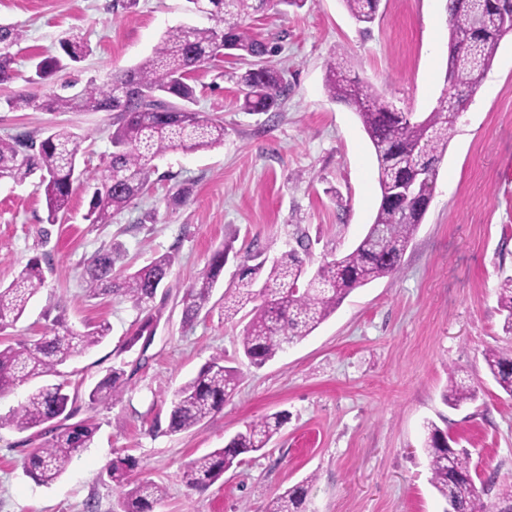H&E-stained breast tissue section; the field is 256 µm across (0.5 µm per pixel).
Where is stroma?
<instances>
[{
  "mask_svg": "<svg viewBox=\"0 0 512 512\" xmlns=\"http://www.w3.org/2000/svg\"><path fill=\"white\" fill-rule=\"evenodd\" d=\"M186 6L139 0L126 12L112 0H0V24L24 32L15 64L21 77L0 86V137L39 139L59 126L80 139L79 177L60 223H46L33 182L0 180V284L34 257L46 276L23 317L0 329V342L38 339L58 317L80 330L111 326L101 344L61 368L77 395L74 421L98 426L93 444L56 482L40 485L22 467L36 446L32 431L0 428V512H121L120 490L107 474L119 457L137 461L132 480L165 488L154 512H264L272 497L307 478L308 512H442L421 449L427 420L469 450L475 482L492 477L497 488L511 487L512 396L489 375L483 352L512 347L498 302L500 282L512 275V33L457 123L400 271L355 289L310 336L254 368L240 355L242 323L225 320L223 311L241 261H228L208 307L190 324L180 305L185 289L227 240L242 253L265 248L273 260L305 237L310 271L359 242L379 204L376 161L356 112L327 96L326 62L344 54L349 76L397 109L430 112L444 88L447 0H381L367 34L342 0L250 16L246 27L276 46L272 61L286 72L280 111L241 109L237 76L245 61L200 68L193 108L223 123V144L157 159L149 193L111 223H89L112 151L111 113L14 110L7 101L19 92L43 97L53 84L84 87L135 66L171 27L210 26ZM68 37L88 43L85 60L52 84L27 82L33 62L60 55ZM185 184L193 188L190 202L169 206ZM114 245L119 267L130 271L162 253L176 257L155 299L154 335L128 351L122 345L136 310L119 297L89 295L84 281L91 258ZM217 353L241 373L236 394L203 425L168 433L174 390ZM115 366L125 371L121 399L91 406L89 390ZM452 369L477 388L476 401L457 409L443 400ZM278 411L288 420L267 448L244 455L207 489H188V462Z\"/></svg>",
  "mask_w": 512,
  "mask_h": 512,
  "instance_id": "1",
  "label": "stroma"
}]
</instances>
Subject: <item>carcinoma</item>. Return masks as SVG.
Segmentation results:
<instances>
[{"label": "carcinoma", "mask_w": 512, "mask_h": 512, "mask_svg": "<svg viewBox=\"0 0 512 512\" xmlns=\"http://www.w3.org/2000/svg\"><path fill=\"white\" fill-rule=\"evenodd\" d=\"M346 10L359 23L371 24L378 15L380 0H342ZM481 25H475L470 0H448V56L445 87L436 106L422 119L395 108L373 87L344 74V58L335 54L326 63L325 89L328 97L353 109L368 135L377 161L380 203L364 236L347 254L324 261L313 273L316 287L308 288L305 262L289 251L272 262L264 280L262 260L245 268L232 295L224 298V319L238 315L247 306L249 321L240 345L249 365L261 367L288 343L296 344L325 322L355 289L399 272L402 257L428 208L425 195L429 185L406 207L388 198L396 182H411L420 165L438 168L456 132L457 122L448 118V104L466 107L468 97L480 85L490 68L502 37L512 32V0H485ZM188 11L214 21L210 27L180 25L169 29L152 54L129 70L115 71L97 84L90 82L81 91L63 96L54 91L37 100L18 94L7 100L12 109L38 107L49 112H111L112 153L94 189L88 220L110 224L112 217L125 210L135 198L146 194L154 184V161L170 152L193 153L224 143V125L205 119L183 106L193 102L192 73L203 67L228 45L243 51L252 61L238 76L242 94L241 109L268 112L288 94L283 70L272 64L267 44L250 37L245 19L271 4L302 7L307 0H187ZM24 38L23 30L0 24V85L19 78L14 68L16 53ZM64 57L73 63L85 59L88 45L66 39L60 44ZM64 67L56 56L40 60L35 76L47 80ZM179 103L174 104L172 100ZM79 142L65 128L34 141L27 134L0 138V179L24 183L36 177V189L43 193L47 222L56 224L67 210L72 184L76 179ZM232 246L214 251L207 266L182 297L184 322L191 323L210 303L224 263ZM119 249L98 252L87 265L86 283L90 294H112L130 301L139 311L136 327L126 336L123 349H132L143 337L154 334L159 320L154 299L175 262V255L162 254L132 272L113 274ZM45 281L41 259L31 258L16 278L0 287V328L16 323L31 298ZM499 303L504 313L503 329L512 334V277L500 285ZM105 324L77 331L54 320L53 335L31 343L0 347V394L30 378L60 375L58 367L85 354L108 336ZM493 380L512 396V349H488L483 354ZM239 373L224 365V354L213 355L191 379L173 394L170 403L169 433L190 430L213 417L235 394ZM124 370L114 367L89 393L92 404L117 400L122 393ZM67 383L47 384L30 393L8 415L0 416V426L19 431L35 430L42 442L27 459L26 472L37 482L49 485L67 469L72 457L89 447L97 427L82 421L65 424L73 416L69 405L75 398ZM477 398L476 387L448 375L446 403L459 407ZM287 414L276 412L247 422L224 447L192 459L183 472L187 487L195 490L215 483L224 472L242 463L240 456L267 447L286 423ZM448 433L435 422L423 425V450L428 461L430 484L454 512H512V490L496 494L492 504L484 500L495 487L489 478L478 488L472 475L471 457L462 449L449 448ZM136 461L117 458L109 466L112 482L123 489V512H153L163 497V488L152 481H132ZM307 487L297 484L273 497L265 512H305Z\"/></svg>", "instance_id": "1"}]
</instances>
